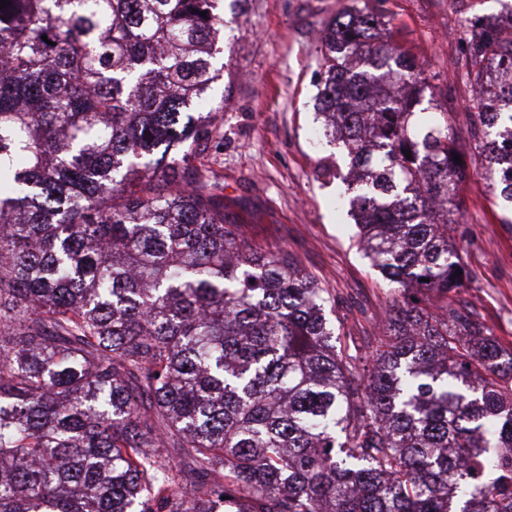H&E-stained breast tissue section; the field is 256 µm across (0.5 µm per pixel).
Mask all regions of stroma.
<instances>
[{"label":"stroma","instance_id":"obj_1","mask_svg":"<svg viewBox=\"0 0 512 512\" xmlns=\"http://www.w3.org/2000/svg\"><path fill=\"white\" fill-rule=\"evenodd\" d=\"M370 4L388 25L383 39L415 54L429 78L423 105L454 114L453 132L469 176L457 207L456 245L470 277L456 298L474 304L504 346L512 345V211L478 173L470 135L472 86L464 69L467 24L501 18L512 0H241L224 28V78L210 95L224 102L221 134L207 151L224 180V205L247 239L285 250L336 299L347 334L370 342L400 297L357 247L341 180L322 175L326 157L348 165L316 138V45L338 13Z\"/></svg>","mask_w":512,"mask_h":512}]
</instances>
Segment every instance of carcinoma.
I'll return each mask as SVG.
<instances>
[{"instance_id":"1","label":"carcinoma","mask_w":512,"mask_h":512,"mask_svg":"<svg viewBox=\"0 0 512 512\" xmlns=\"http://www.w3.org/2000/svg\"><path fill=\"white\" fill-rule=\"evenodd\" d=\"M221 2L0 8V512H512V346L450 296L451 113L368 7L328 24L323 135L404 297L365 350L224 222ZM468 27L470 133L512 208V37Z\"/></svg>"}]
</instances>
